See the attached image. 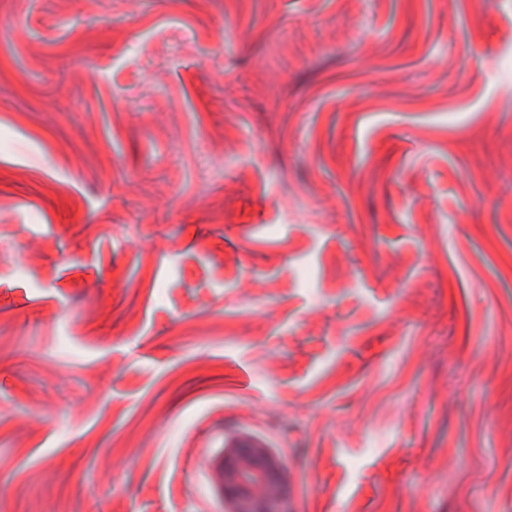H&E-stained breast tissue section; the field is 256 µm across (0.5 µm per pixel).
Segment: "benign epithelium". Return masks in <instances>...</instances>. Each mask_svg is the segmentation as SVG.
Masks as SVG:
<instances>
[{"label": "benign epithelium", "instance_id": "obj_1", "mask_svg": "<svg viewBox=\"0 0 512 512\" xmlns=\"http://www.w3.org/2000/svg\"><path fill=\"white\" fill-rule=\"evenodd\" d=\"M224 491V512H287V469L264 444L244 439L224 449L214 464Z\"/></svg>", "mask_w": 512, "mask_h": 512}]
</instances>
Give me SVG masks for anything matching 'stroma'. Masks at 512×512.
Returning <instances> with one entry per match:
<instances>
[{
  "instance_id": "obj_1",
  "label": "stroma",
  "mask_w": 512,
  "mask_h": 512,
  "mask_svg": "<svg viewBox=\"0 0 512 512\" xmlns=\"http://www.w3.org/2000/svg\"><path fill=\"white\" fill-rule=\"evenodd\" d=\"M512 512V0H0V512ZM214 469L224 491V512H287V469L272 448L244 439L224 448Z\"/></svg>"
}]
</instances>
